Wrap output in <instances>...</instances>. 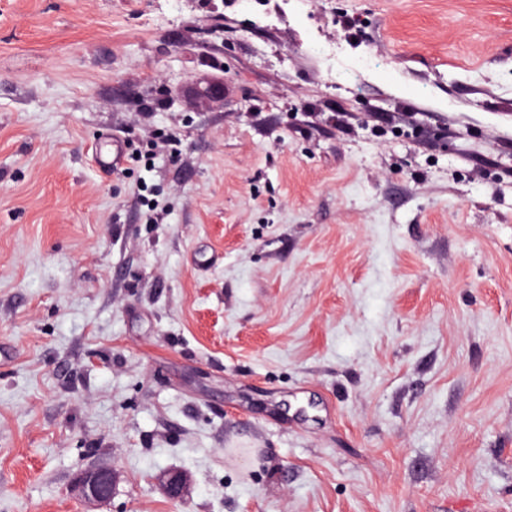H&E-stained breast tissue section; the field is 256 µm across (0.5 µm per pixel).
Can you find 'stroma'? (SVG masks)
Listing matches in <instances>:
<instances>
[{
	"label": "stroma",
	"mask_w": 512,
	"mask_h": 512,
	"mask_svg": "<svg viewBox=\"0 0 512 512\" xmlns=\"http://www.w3.org/2000/svg\"><path fill=\"white\" fill-rule=\"evenodd\" d=\"M0 351V512H512V0H0ZM96 166L105 172L117 169L125 155V144L116 137H102L92 147ZM119 472L110 466L80 471L74 484L78 497L86 503H102L112 498ZM158 481L170 500L177 502L183 499L187 486V475L183 471H164L159 474Z\"/></svg>",
	"instance_id": "35a3bbf8"
}]
</instances>
